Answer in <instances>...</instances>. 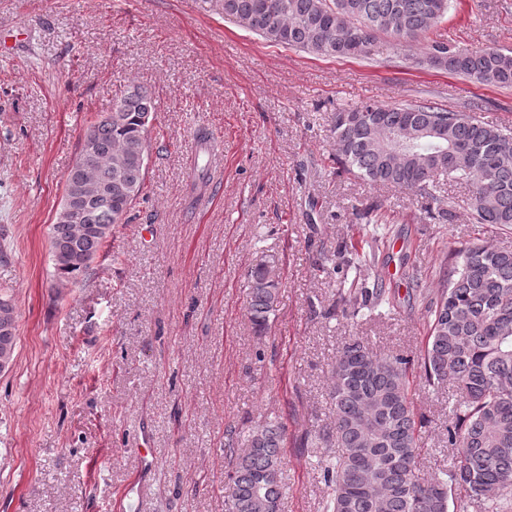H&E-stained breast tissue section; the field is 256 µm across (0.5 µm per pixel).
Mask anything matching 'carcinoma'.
I'll use <instances>...</instances> for the list:
<instances>
[{"label":"carcinoma","instance_id":"obj_1","mask_svg":"<svg viewBox=\"0 0 512 512\" xmlns=\"http://www.w3.org/2000/svg\"><path fill=\"white\" fill-rule=\"evenodd\" d=\"M449 0H224V15L265 41L322 57H367L378 33L411 42L426 37L448 13ZM429 61L474 83L512 86V54L496 48L454 50L432 46ZM109 120L98 115L83 136L93 157L73 164L64 187L81 197L83 220L59 218L51 227L57 279L77 283L88 273L116 224L145 188L148 137L156 105L151 89L133 84L112 103ZM444 124L445 146L420 137L395 158L389 144L411 127L419 133ZM336 160L376 184L415 189L427 196L431 216L448 213L435 194L440 177L473 188V223L512 229V132L477 112H452L431 104L363 103L331 117ZM346 265L375 263L373 252H351ZM440 288L421 296L428 336L420 368L426 381L452 382L448 443L457 459L429 480L418 477L424 445L409 378L411 360L374 357L353 340L331 366L334 414L318 439L336 447L319 468L328 488L326 512H449L455 490L465 489L499 512L512 498V251L468 241L450 250L439 268ZM247 313L256 335H266L279 302V275L259 264L248 272ZM338 302L357 315L392 307L380 278L367 288L341 281ZM17 311L0 289V373L15 358ZM285 432L266 420L228 445L234 466L226 512H280Z\"/></svg>","mask_w":512,"mask_h":512}]
</instances>
